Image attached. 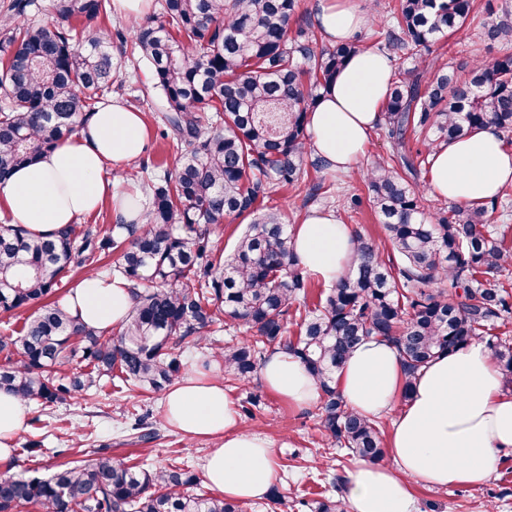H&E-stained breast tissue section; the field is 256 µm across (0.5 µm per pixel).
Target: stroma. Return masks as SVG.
Masks as SVG:
<instances>
[{"label": "stroma", "instance_id": "1", "mask_svg": "<svg viewBox=\"0 0 512 512\" xmlns=\"http://www.w3.org/2000/svg\"><path fill=\"white\" fill-rule=\"evenodd\" d=\"M501 53L498 44L479 38L473 30L436 50L444 62L458 67L476 58L491 61ZM112 92L141 113L149 130V150L133 163V171L154 173L170 168L169 142L160 135L167 103L152 87L150 66L143 61H130L127 69L113 79ZM324 178L336 194L334 211L340 222L357 228L384 255H391L386 231L357 173L328 172ZM355 194L361 203L357 210H347L346 205ZM269 203L290 224L300 223L310 211L323 206L308 181L279 189ZM227 393L243 412L242 426L271 443L282 475L275 497L242 501L243 512H317L320 501L340 499L343 479L354 459L329 449L318 427L316 406L299 408L290 404L266 388L257 376L233 384ZM162 402L159 394L143 396L110 390L61 406L49 417L43 415L40 406H32L31 414L40 418L47 436L49 453L20 458L10 468L0 462V474L9 471L18 476L46 478L57 465L90 460L94 450L100 449L114 458L142 462L150 468H161L177 459L200 476L202 461L214 448V441L191 438L170 427L164 419ZM134 413L148 415L154 439L139 441L137 431L131 428L130 416ZM411 490L415 512H512V450L499 454L495 467L479 487L440 490L415 481Z\"/></svg>", "mask_w": 512, "mask_h": 512}]
</instances>
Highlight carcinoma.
Returning a JSON list of instances; mask_svg holds the SVG:
<instances>
[{"mask_svg":"<svg viewBox=\"0 0 512 512\" xmlns=\"http://www.w3.org/2000/svg\"><path fill=\"white\" fill-rule=\"evenodd\" d=\"M34 0H9L0 12V181L36 161L94 111L126 66L132 44L168 103L164 139L174 170L148 184L147 224L103 231L73 224L56 239L0 224V313L32 310L0 336V388L43 408L70 403L111 384L161 392L184 368V347L212 352L230 384L250 380L262 355L285 350L318 385L319 427L330 445L367 462L385 457L378 421L346 404L333 384L351 350L384 338L399 352L409 398L416 375L436 357L478 339L512 380V347L491 331L512 318V238L492 225L490 205L425 213L423 186L406 139L428 162L442 143L475 128L512 133V13L479 23L480 37L503 46L492 62L457 70L427 64L405 73L382 104L381 129L395 152L360 173L383 217L394 257L354 232L346 272L313 308H292L310 277L282 215L263 202L296 186L308 168L307 113L355 41L331 44L301 22L298 0H164L149 16L111 33L100 19L111 0H52L55 20L18 24ZM472 0H395L379 49L423 62V52L464 28ZM254 216L233 252L211 243L225 217ZM133 283L135 305L117 334L88 326L52 298L61 275L94 270L101 256ZM243 333L220 345L212 327ZM297 327L290 334V327ZM185 467L147 469L105 452L61 465L49 478L0 475V512H242L224 498L192 495Z\"/></svg>","mask_w":512,"mask_h":512,"instance_id":"1","label":"carcinoma"}]
</instances>
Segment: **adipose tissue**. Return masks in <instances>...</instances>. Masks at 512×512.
<instances>
[{"mask_svg":"<svg viewBox=\"0 0 512 512\" xmlns=\"http://www.w3.org/2000/svg\"><path fill=\"white\" fill-rule=\"evenodd\" d=\"M314 21L335 44L364 29L370 17L362 0H317ZM392 81L385 55L365 50L349 59L307 116L312 159L335 173L356 170ZM146 150L140 112L112 97L36 162L15 169L0 184V218L45 238L79 223L108 198L116 223L143 224L142 191L133 185L114 192L110 174ZM511 183L512 152L497 132L475 129L435 150L427 187L438 197L476 206ZM292 231L307 272L336 282L354 250L350 226L339 223L333 212L315 209ZM133 303L128 280L98 273L85 276L63 301L72 316L102 330L122 323ZM260 377L299 407L318 395L301 361L282 350L269 354ZM404 381L396 348L375 339L357 345L334 375L350 408L368 416L397 413L388 444L391 464L360 461L346 474L344 497L351 512H413L411 481L442 490L478 486L499 452L512 449V392L506 391L484 344L472 342L435 358L420 372L405 403L400 400ZM164 409L167 423L185 435L216 439L203 472L226 499L263 497L278 481L271 443L242 429L220 380H177L164 396ZM30 410V402L0 388V461L10 457V442L23 430Z\"/></svg>","mask_w":512,"mask_h":512,"instance_id":"adipose-tissue-1","label":"adipose tissue"}]
</instances>
